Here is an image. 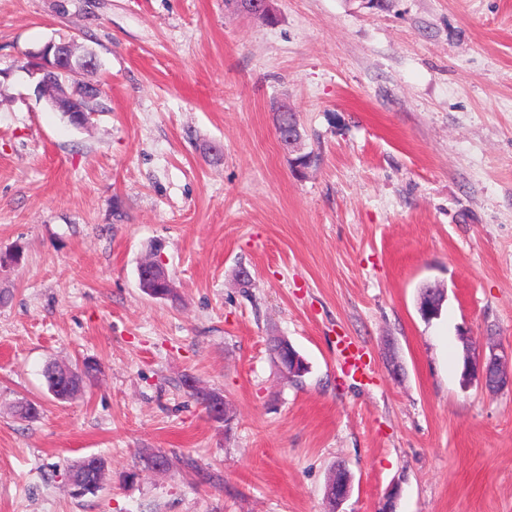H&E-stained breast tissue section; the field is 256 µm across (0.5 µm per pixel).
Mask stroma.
<instances>
[{"instance_id":"stroma-1","label":"stroma","mask_w":512,"mask_h":512,"mask_svg":"<svg viewBox=\"0 0 512 512\" xmlns=\"http://www.w3.org/2000/svg\"><path fill=\"white\" fill-rule=\"evenodd\" d=\"M273 9L0 0V256L21 257L0 265V512H329L341 466L338 512H379L394 486L396 512H512V390L462 377L466 353L512 354V0ZM51 41L99 61L77 75L102 90L87 126L35 91ZM153 257L174 299L139 287ZM278 337L303 378L279 373ZM86 361L55 399L43 369ZM155 451L167 471L144 470ZM88 456L104 489L77 497ZM288 112H291V110L285 105L276 109L274 116L275 133L284 149L299 154L304 149L302 147V133L297 124L288 121Z\"/></svg>"}]
</instances>
